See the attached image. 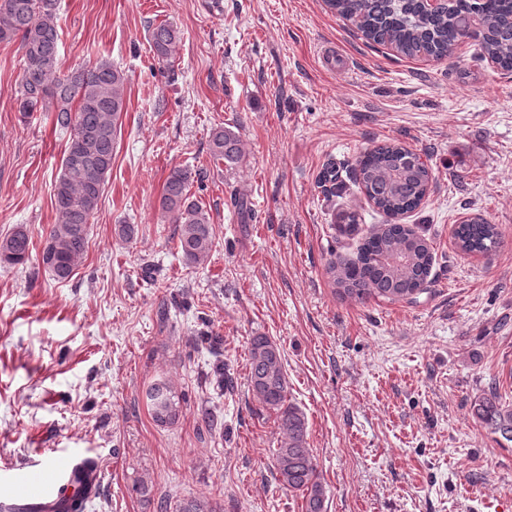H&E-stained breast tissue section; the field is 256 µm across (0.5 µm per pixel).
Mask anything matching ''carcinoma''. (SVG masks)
<instances>
[{"mask_svg": "<svg viewBox=\"0 0 512 512\" xmlns=\"http://www.w3.org/2000/svg\"><path fill=\"white\" fill-rule=\"evenodd\" d=\"M330 9L350 21L367 39L407 58H442L453 53L468 20L479 15L484 29L476 43L481 58L492 59L501 74L512 73V26L502 17L512 15V0H439L426 11L420 0H326ZM57 0H0V41L21 40L23 65L17 112L27 120L36 112L55 113V125L70 132L54 189L55 224L49 228L42 265L53 279L73 277L88 248L90 219L98 208L112 170L117 131L125 110L124 70L100 59L67 72L62 70L56 25ZM180 31L170 23L149 30L153 59L161 69L172 66ZM214 158L229 165L241 161L239 136L217 126L209 133ZM199 175L186 168L169 174L158 199V210L175 225L178 252L186 264L199 266L210 257L215 231L208 212L190 194ZM432 171L416 154L399 144L382 142L366 149L340 172L327 163L316 178L327 197L359 189L385 217L370 229L357 257H337L327 266L337 292L365 302L374 297L390 301L413 300L430 276L433 253L425 236L400 223L418 209L432 183ZM458 249L466 254H488L500 244L497 225L477 216L454 229ZM31 239L19 226L0 240V263L23 265L30 256ZM249 387L260 406L273 413L280 445L273 449L274 479L303 500V512H326V491L308 443V422L288 399L279 347L266 336H254L249 349ZM153 420L174 423L182 413V397L156 380L145 391ZM470 415L506 447L512 444V402L503 400L492 378L487 390L470 405ZM174 512H218L212 502L188 498Z\"/></svg>", "mask_w": 512, "mask_h": 512, "instance_id": "cac0c4a2", "label": "carcinoma"}]
</instances>
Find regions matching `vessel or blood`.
I'll return each instance as SVG.
<instances>
[{
    "mask_svg": "<svg viewBox=\"0 0 512 512\" xmlns=\"http://www.w3.org/2000/svg\"><path fill=\"white\" fill-rule=\"evenodd\" d=\"M98 485V466L87 459L38 463L22 474L11 493L0 495V512H67L75 493L93 496Z\"/></svg>",
    "mask_w": 512,
    "mask_h": 512,
    "instance_id": "obj_1",
    "label": "vessel or blood"
}]
</instances>
